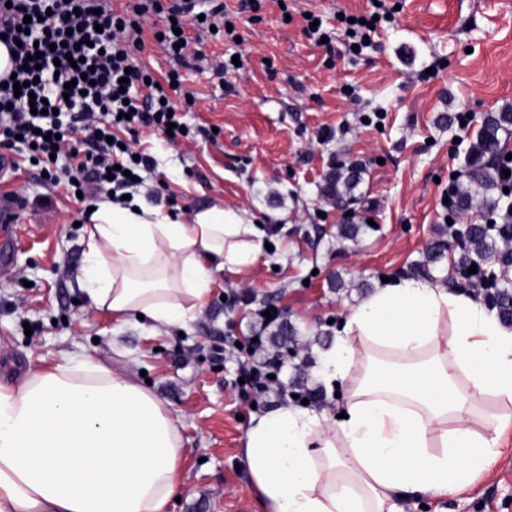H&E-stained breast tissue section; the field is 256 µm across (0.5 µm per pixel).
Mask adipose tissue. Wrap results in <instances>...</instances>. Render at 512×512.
<instances>
[{
	"label": "adipose tissue",
	"mask_w": 512,
	"mask_h": 512,
	"mask_svg": "<svg viewBox=\"0 0 512 512\" xmlns=\"http://www.w3.org/2000/svg\"><path fill=\"white\" fill-rule=\"evenodd\" d=\"M85 285L119 322L164 325L202 308L216 274L262 256L246 214L191 220L104 199L85 229ZM344 415L295 406L254 416L244 465L266 512H399L398 493L468 486L512 413L473 428L470 398L512 403V328L463 292L394 280L350 309L324 353ZM181 421L130 375L86 354L0 383V512H166L181 486Z\"/></svg>",
	"instance_id": "ef3b65f1"
}]
</instances>
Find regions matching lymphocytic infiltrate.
Here are the masks:
<instances>
[{"mask_svg":"<svg viewBox=\"0 0 512 512\" xmlns=\"http://www.w3.org/2000/svg\"><path fill=\"white\" fill-rule=\"evenodd\" d=\"M159 27L146 30L149 18ZM231 16L224 0H127L114 10L110 0H0V34L13 53L21 90L0 87V159L18 154L36 159L51 187H77L83 198L117 195L151 171L148 155L111 142L113 131L142 129L180 136V114L168 101L165 82L141 62L146 34L159 37L170 58L185 60L179 32L224 30ZM38 54L39 68L26 69ZM47 100L46 114H32L31 99ZM264 339L250 343L243 362L246 385L257 392H284L269 378L260 357Z\"/></svg>","mask_w":512,"mask_h":512,"instance_id":"obj_1","label":"lymphocytic infiltrate"}]
</instances>
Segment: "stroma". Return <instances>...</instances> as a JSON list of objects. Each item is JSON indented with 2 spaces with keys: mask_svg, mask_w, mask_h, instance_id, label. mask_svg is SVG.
Wrapping results in <instances>:
<instances>
[{
  "mask_svg": "<svg viewBox=\"0 0 512 512\" xmlns=\"http://www.w3.org/2000/svg\"><path fill=\"white\" fill-rule=\"evenodd\" d=\"M392 22L369 48L351 53L342 15L370 14V0H263L240 15V42L205 36L200 68L181 70L171 99L190 128L168 140L130 136L154 161L133 195L153 205L177 199V218L221 205L260 224L272 249L239 277L217 276L184 326L115 322L85 291L83 203L49 193L22 163L0 180V196L26 200L10 236L0 235V381L20 382L34 366L83 353L114 370L150 379V390L183 424V485L167 512H264L246 471L244 436L253 412L273 411L276 393L252 400L239 388V361L226 337L250 334L255 312L281 309L310 348L307 383L283 370L288 391L314 388L309 408L338 415L344 400L322 378V355L348 310L382 278H420L428 247L448 244L428 279L471 291L441 206L484 117L512 112V0H385ZM322 19L329 45L304 30L303 12ZM238 56V68L221 65ZM471 121L458 127L456 117ZM358 167L356 198L340 208L325 177ZM403 512H512V427L495 462L467 488L400 499Z\"/></svg>",
  "mask_w": 512,
  "mask_h": 512,
  "instance_id": "stroma-1",
  "label": "stroma"
}]
</instances>
